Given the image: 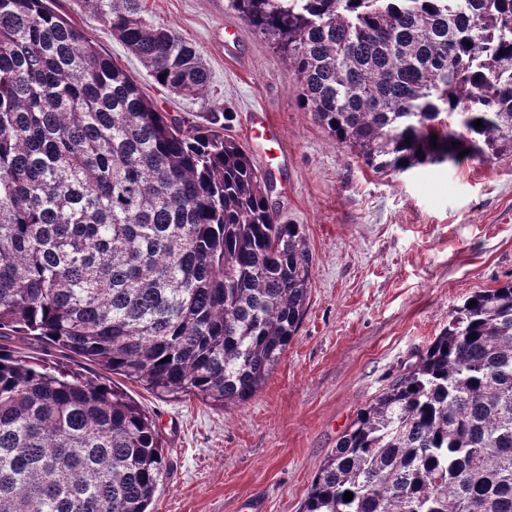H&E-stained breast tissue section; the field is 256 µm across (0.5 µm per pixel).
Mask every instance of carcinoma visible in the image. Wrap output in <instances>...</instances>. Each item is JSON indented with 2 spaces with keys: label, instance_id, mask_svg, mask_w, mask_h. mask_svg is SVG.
<instances>
[{
  "label": "carcinoma",
  "instance_id": "carcinoma-1",
  "mask_svg": "<svg viewBox=\"0 0 512 512\" xmlns=\"http://www.w3.org/2000/svg\"><path fill=\"white\" fill-rule=\"evenodd\" d=\"M82 2L157 84L205 97L199 50L143 0ZM230 2L368 167L512 153V0ZM52 3L0 0V512H151L153 418L11 341L243 404L306 314L312 254L217 117L161 111ZM301 512H512V282L468 297L357 411Z\"/></svg>",
  "mask_w": 512,
  "mask_h": 512
}]
</instances>
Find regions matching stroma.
Instances as JSON below:
<instances>
[{"label": "stroma", "instance_id": "35a3bbf8", "mask_svg": "<svg viewBox=\"0 0 512 512\" xmlns=\"http://www.w3.org/2000/svg\"><path fill=\"white\" fill-rule=\"evenodd\" d=\"M146 16L193 43L210 74L192 99L157 85L82 0H55L158 107L246 145L281 222L313 255L296 336L259 391L219 409L162 395L30 340L36 359L123 390L168 448L154 512H300L324 459L358 409L387 388L474 292L512 281V156L377 172L303 111L287 53L230 0H145ZM275 141H249L252 110Z\"/></svg>", "mask_w": 512, "mask_h": 512}]
</instances>
